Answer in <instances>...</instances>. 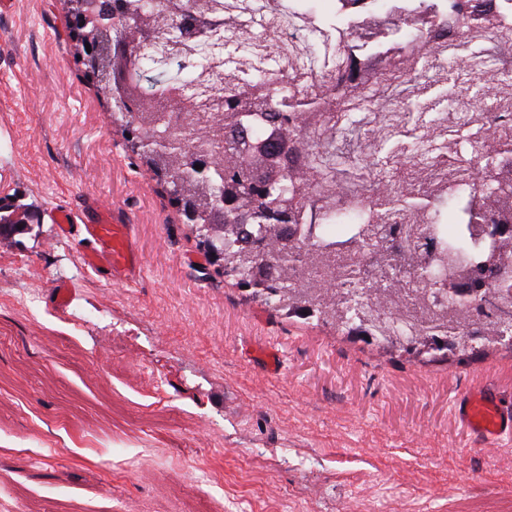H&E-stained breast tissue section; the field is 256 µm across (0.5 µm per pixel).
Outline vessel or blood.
I'll use <instances>...</instances> for the list:
<instances>
[{
  "label": "vessel or blood",
  "mask_w": 512,
  "mask_h": 512,
  "mask_svg": "<svg viewBox=\"0 0 512 512\" xmlns=\"http://www.w3.org/2000/svg\"><path fill=\"white\" fill-rule=\"evenodd\" d=\"M61 237L77 241L86 266L108 279L130 281L143 262L132 225L122 223L108 206L86 203L80 210L57 207L51 212ZM455 411L468 435L493 447L512 437V404L491 389L466 390L455 398Z\"/></svg>",
  "instance_id": "b4317fda"
}]
</instances>
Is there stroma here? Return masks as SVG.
<instances>
[{
    "label": "stroma",
    "instance_id": "35a3bbf8",
    "mask_svg": "<svg viewBox=\"0 0 512 512\" xmlns=\"http://www.w3.org/2000/svg\"><path fill=\"white\" fill-rule=\"evenodd\" d=\"M0 14V504L11 512H512V439L457 393L512 401V346L407 353L266 306L206 260L112 122L59 0ZM101 200L144 272L111 283L55 206ZM72 295L63 304L59 291ZM281 356L272 369L258 353ZM455 411L468 435L487 447L512 437V404L505 405L491 389L465 390L455 398Z\"/></svg>",
    "mask_w": 512,
    "mask_h": 512
}]
</instances>
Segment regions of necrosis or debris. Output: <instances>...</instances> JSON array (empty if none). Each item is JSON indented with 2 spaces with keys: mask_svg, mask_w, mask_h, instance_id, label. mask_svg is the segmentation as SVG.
Wrapping results in <instances>:
<instances>
[{
  "mask_svg": "<svg viewBox=\"0 0 512 512\" xmlns=\"http://www.w3.org/2000/svg\"><path fill=\"white\" fill-rule=\"evenodd\" d=\"M228 0L212 38L224 55L213 83L226 98L262 87L298 98L288 122L305 143L297 165L337 168L357 158L356 185L300 197L293 242L339 224L330 262L337 296L362 282L396 278L401 293L381 311L353 317L370 342H487L502 313L493 273L466 302L451 283L422 279L418 261L440 240L429 217L389 203L405 193L433 201L476 198L512 176V153L485 145L512 139V0Z\"/></svg>",
  "mask_w": 512,
  "mask_h": 512,
  "instance_id": "1",
  "label": "necrosis or debris"
}]
</instances>
